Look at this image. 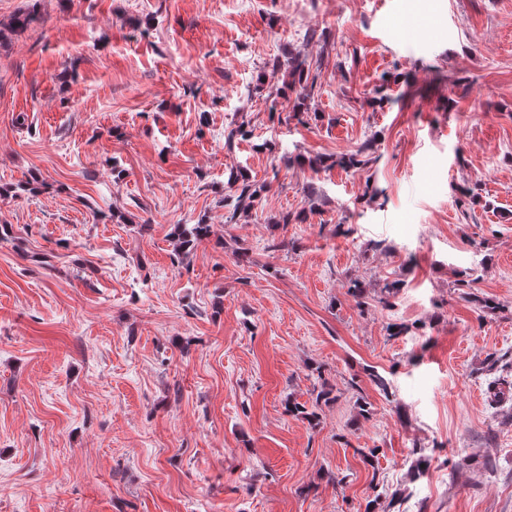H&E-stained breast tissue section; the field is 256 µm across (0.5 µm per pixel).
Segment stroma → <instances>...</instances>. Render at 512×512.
<instances>
[{
    "label": "stroma",
    "instance_id": "obj_1",
    "mask_svg": "<svg viewBox=\"0 0 512 512\" xmlns=\"http://www.w3.org/2000/svg\"><path fill=\"white\" fill-rule=\"evenodd\" d=\"M1 232L0 512H512V0H0ZM284 66H286L283 74L285 87L292 92L295 90L296 93L298 92L292 109L291 111L289 110V112L294 113L293 117H297L298 114H303L301 112V105L303 103L300 100H304V96L308 95L309 64H307L305 59L288 57ZM242 179L241 183L239 182ZM239 176L231 173L228 182L232 194L224 197V206L231 208L229 211V221H232L238 213H249L255 206L257 200L260 199L261 194L266 192L269 188L268 184L251 183L244 175ZM211 233V224H205L202 219L196 224L175 225L171 235L178 262L183 263L188 259L197 247L210 237ZM321 380L322 382L315 396V403L311 408H308L305 404L295 402L290 398L286 400V410L290 415L306 420L310 425H317L316 421H319V416L316 409L319 408L322 403L326 404L331 399H336V397L333 396V385L326 379Z\"/></svg>",
    "mask_w": 512,
    "mask_h": 512
}]
</instances>
